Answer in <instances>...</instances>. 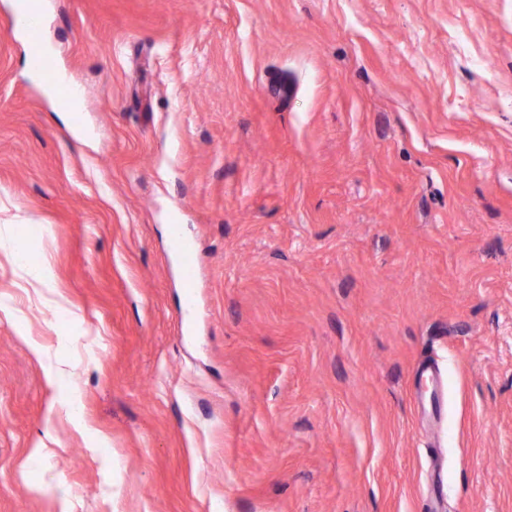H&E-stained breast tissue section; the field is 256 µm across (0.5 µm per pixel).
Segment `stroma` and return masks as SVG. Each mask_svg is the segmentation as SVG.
Masks as SVG:
<instances>
[{
	"mask_svg": "<svg viewBox=\"0 0 512 512\" xmlns=\"http://www.w3.org/2000/svg\"><path fill=\"white\" fill-rule=\"evenodd\" d=\"M12 3L0 512H512V0ZM37 12L32 8L30 11L23 15H16L12 19V26L22 29L29 41V43L37 49L40 44V25L38 24Z\"/></svg>",
	"mask_w": 512,
	"mask_h": 512,
	"instance_id": "stroma-1",
	"label": "stroma"
}]
</instances>
